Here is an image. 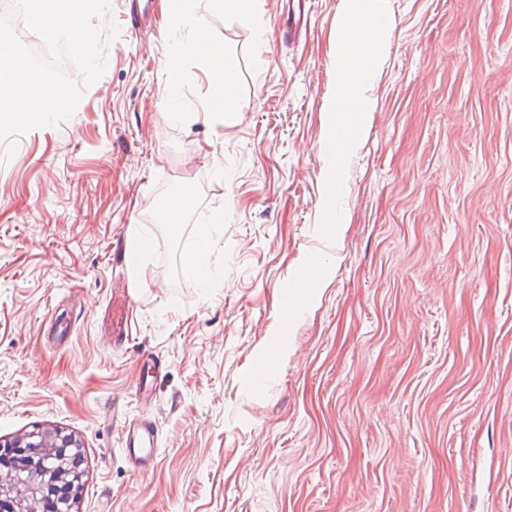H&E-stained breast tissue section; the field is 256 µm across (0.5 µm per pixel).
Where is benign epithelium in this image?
Masks as SVG:
<instances>
[{
	"instance_id": "obj_1",
	"label": "benign epithelium",
	"mask_w": 512,
	"mask_h": 512,
	"mask_svg": "<svg viewBox=\"0 0 512 512\" xmlns=\"http://www.w3.org/2000/svg\"><path fill=\"white\" fill-rule=\"evenodd\" d=\"M80 448L74 435L55 428L0 439V458L12 463L0 470V512H44L50 498L54 512H72L82 474L70 469L68 458Z\"/></svg>"
}]
</instances>
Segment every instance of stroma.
Here are the masks:
<instances>
[{"label":"stroma","instance_id":"35a3bbf8","mask_svg":"<svg viewBox=\"0 0 512 512\" xmlns=\"http://www.w3.org/2000/svg\"><path fill=\"white\" fill-rule=\"evenodd\" d=\"M127 2L109 0L102 76L68 69L72 116L0 140V438L75 435V512H512V0H378L389 46L332 221L343 0H310L296 42L283 0L261 28L211 12L237 84L207 122L191 59L183 117L163 118L166 0L142 30ZM185 186L182 223L162 224ZM218 213L223 284L205 288L181 258ZM131 224L153 276L116 348L98 318ZM313 251L322 272L283 320ZM137 418L159 433L139 469L120 445Z\"/></svg>","mask_w":512,"mask_h":512}]
</instances>
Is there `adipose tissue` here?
<instances>
[{
  "instance_id": "obj_1",
  "label": "adipose tissue",
  "mask_w": 512,
  "mask_h": 512,
  "mask_svg": "<svg viewBox=\"0 0 512 512\" xmlns=\"http://www.w3.org/2000/svg\"><path fill=\"white\" fill-rule=\"evenodd\" d=\"M170 25L164 61L162 98H170L181 78V65L199 60L206 71L209 98L205 114L223 115L234 98L236 84L224 47L210 36L206 16L214 10L254 25L262 24L261 0H168ZM388 29L372 0H344L343 23L336 32V90L328 101L338 121L327 155V169L342 173L349 149L358 138L371 103L364 94L372 71L388 47Z\"/></svg>"
}]
</instances>
